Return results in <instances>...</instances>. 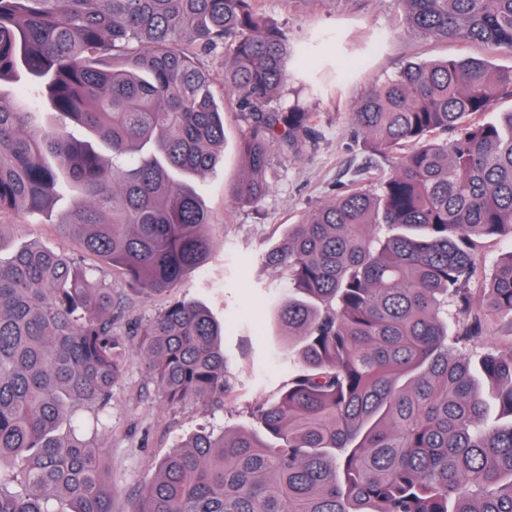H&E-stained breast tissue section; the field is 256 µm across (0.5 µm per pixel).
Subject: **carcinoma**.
<instances>
[{"label":"carcinoma","instance_id":"cac0c4a2","mask_svg":"<svg viewBox=\"0 0 512 512\" xmlns=\"http://www.w3.org/2000/svg\"><path fill=\"white\" fill-rule=\"evenodd\" d=\"M258 0H0V213L49 214L93 262L47 246L0 262V512H112L95 438L129 361L167 401L222 397L224 327L179 288L211 255L189 178L224 157V101L198 57L224 48L243 114L255 204L274 155L320 137L313 113L273 105L292 47ZM400 31L512 53V0H399ZM512 69L477 57L409 61L348 122L391 161L286 226L265 262L291 290L273 357L288 381L253 427L192 435L159 463L134 512H512ZM75 122L87 136L67 131ZM108 268L128 293H112ZM168 298L119 324L128 294ZM492 334L505 354L468 350Z\"/></svg>","mask_w":512,"mask_h":512}]
</instances>
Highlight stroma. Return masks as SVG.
<instances>
[{
  "label": "stroma",
  "mask_w": 512,
  "mask_h": 512,
  "mask_svg": "<svg viewBox=\"0 0 512 512\" xmlns=\"http://www.w3.org/2000/svg\"><path fill=\"white\" fill-rule=\"evenodd\" d=\"M260 9L284 29L293 44L320 38L329 53L314 69L288 68V82L279 102L300 103L316 115L322 136L297 158L275 156L267 173L270 189L257 204H236L231 191L244 174L239 141L245 121L232 102L224 104L226 143L217 170L193 177L211 220L216 254L207 270L189 278L182 288L187 299L206 304L224 324L225 375L229 390L223 401L164 400L144 366L139 341L130 345V363L112 390L107 430L98 444L110 473L112 512H132L142 488L154 477L160 460L190 434L251 425L256 401L274 399L288 378L283 365L272 360L267 339L274 333L273 302L288 291V280L265 265L262 255L287 224L310 213L346 185L370 182L389 172L390 163L372 157L350 131L347 114L365 87L393 76L407 61L459 56H489L501 69L512 67V54H487L475 45L436 44L396 33L398 0H261ZM352 49L354 73L336 82V55L331 48ZM65 204H58L49 223L6 212L0 258L19 247L39 243L73 256L76 241L60 224Z\"/></svg>",
  "instance_id": "1"
}]
</instances>
